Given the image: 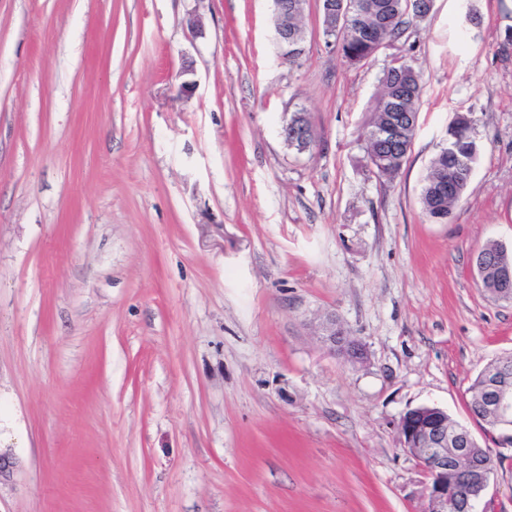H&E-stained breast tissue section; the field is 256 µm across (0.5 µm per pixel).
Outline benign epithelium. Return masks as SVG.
<instances>
[{
    "mask_svg": "<svg viewBox=\"0 0 512 512\" xmlns=\"http://www.w3.org/2000/svg\"><path fill=\"white\" fill-rule=\"evenodd\" d=\"M275 38L283 52H288V40L305 41V33L288 30V0H272ZM352 5L343 2L328 5L326 15L330 30L348 25ZM310 131L303 126L283 122L280 135L293 148L308 140ZM473 264L478 274L489 275V290L504 302H512V264L490 262L477 253ZM325 349L341 352L354 362L365 359V351L357 343H348L346 336L336 335V319L328 317L318 326ZM481 405L495 413L490 427L507 429L512 426V371L504 367L487 382ZM403 447L422 461L428 475L425 512H477L487 490L493 470L473 452V434L462 424L448 430V413L441 408L422 406L410 410L408 419L398 427Z\"/></svg>",
    "mask_w": 512,
    "mask_h": 512,
    "instance_id": "benign-epithelium-1",
    "label": "benign epithelium"
}]
</instances>
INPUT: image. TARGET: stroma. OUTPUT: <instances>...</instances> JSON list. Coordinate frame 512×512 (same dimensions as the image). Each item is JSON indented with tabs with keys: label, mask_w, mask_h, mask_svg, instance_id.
<instances>
[{
	"label": "stroma",
	"mask_w": 512,
	"mask_h": 512,
	"mask_svg": "<svg viewBox=\"0 0 512 512\" xmlns=\"http://www.w3.org/2000/svg\"><path fill=\"white\" fill-rule=\"evenodd\" d=\"M303 26L291 65L270 0H0V512H423L402 414L483 438L468 387L512 354L473 265L512 248V0H434L358 67L320 0ZM398 54L424 88L388 182L362 134ZM460 113L480 152L436 224ZM330 316L366 363L323 348ZM288 121H299L311 127L309 118L306 112L297 111L292 112L288 118H286L281 126L280 135L285 142V144L293 149H296L295 146L301 142L308 140L309 134L313 136V130H307L306 127L298 126L297 124L288 123ZM314 137V136H313ZM297 150V149H296ZM472 130L464 119H455L448 126V147L433 159L421 191L423 211L430 221L442 222L437 217L443 216L448 222L470 182L479 155ZM444 181L447 191L440 194L439 186Z\"/></svg>",
	"instance_id": "1"
}]
</instances>
